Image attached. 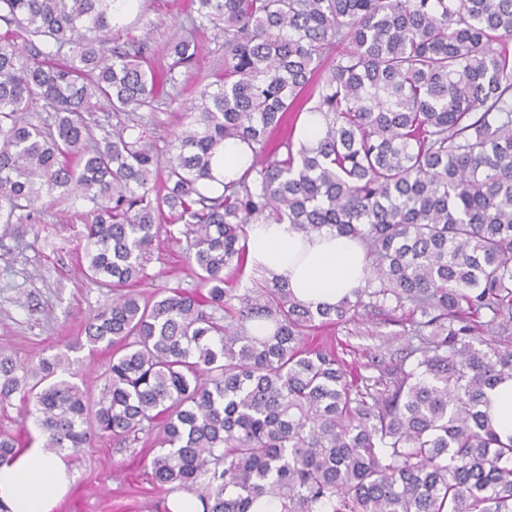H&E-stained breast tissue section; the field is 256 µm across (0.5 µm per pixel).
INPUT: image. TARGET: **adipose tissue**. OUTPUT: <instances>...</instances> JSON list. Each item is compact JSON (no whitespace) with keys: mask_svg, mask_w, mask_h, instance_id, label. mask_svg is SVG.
<instances>
[{"mask_svg":"<svg viewBox=\"0 0 512 512\" xmlns=\"http://www.w3.org/2000/svg\"><path fill=\"white\" fill-rule=\"evenodd\" d=\"M247 261L252 269L285 282L314 309L339 304L369 275L357 241L329 230L306 235L285 222L250 226ZM70 484L66 463L35 440L0 466V503L9 512H53Z\"/></svg>","mask_w":512,"mask_h":512,"instance_id":"1","label":"adipose tissue"}]
</instances>
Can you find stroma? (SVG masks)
<instances>
[{
	"instance_id": "35a3bbf8",
	"label": "stroma",
	"mask_w": 512,
	"mask_h": 512,
	"mask_svg": "<svg viewBox=\"0 0 512 512\" xmlns=\"http://www.w3.org/2000/svg\"><path fill=\"white\" fill-rule=\"evenodd\" d=\"M191 9V0H137L121 27V46L140 52L153 66H164ZM197 41L196 59L180 69L176 85L153 110L142 113L143 129L162 154L180 130L198 89L224 69L223 34L208 29ZM87 210L78 200L49 201L36 222L0 224V351L25 363L68 353L75 383L95 393L110 354L101 347L90 348L83 330L107 295L80 271ZM186 251L182 224L161 230L148 265L152 280L143 293L176 282L195 288L197 279ZM407 324V311L370 308L356 321L324 326L315 334L318 341L339 342L348 362L384 366L405 351ZM152 457L149 442L122 448L108 438L96 440L80 454L65 455L74 482L54 512H168L167 494L151 481Z\"/></svg>"
}]
</instances>
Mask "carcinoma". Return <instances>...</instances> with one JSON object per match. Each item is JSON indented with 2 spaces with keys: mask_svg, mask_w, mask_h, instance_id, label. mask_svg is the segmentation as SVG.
<instances>
[{
  "mask_svg": "<svg viewBox=\"0 0 512 512\" xmlns=\"http://www.w3.org/2000/svg\"><path fill=\"white\" fill-rule=\"evenodd\" d=\"M133 2L0 0V224L88 203L81 270L112 291L84 327L111 350L98 397L66 353L0 352V406H33L51 453L152 441L153 482L202 512H512V437L484 408L512 378V0H192L163 74L112 46ZM207 28L224 73L162 161L136 112ZM93 100L119 128L89 146ZM38 102L51 122L26 120ZM303 112L323 120L313 145L294 143ZM227 140L253 157L224 183ZM165 207L198 284L146 297ZM257 221L356 239L370 275L315 310L264 275L233 288ZM386 304L408 308V347L378 374L306 344ZM19 452L0 433V465Z\"/></svg>",
  "mask_w": 512,
  "mask_h": 512,
  "instance_id": "obj_1",
  "label": "carcinoma"
}]
</instances>
